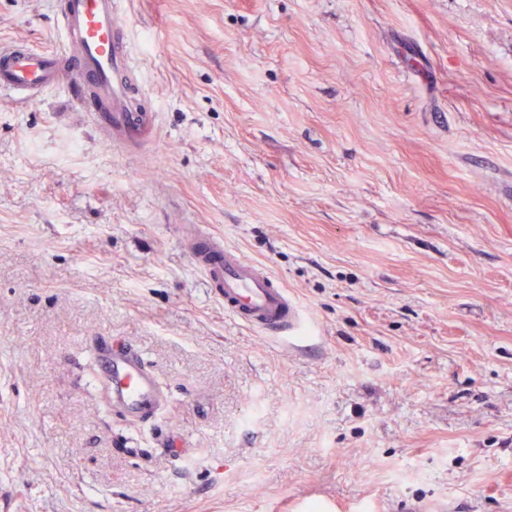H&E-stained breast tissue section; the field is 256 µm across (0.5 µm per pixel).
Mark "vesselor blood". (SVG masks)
Returning a JSON list of instances; mask_svg holds the SVG:
<instances>
[{"mask_svg": "<svg viewBox=\"0 0 512 512\" xmlns=\"http://www.w3.org/2000/svg\"><path fill=\"white\" fill-rule=\"evenodd\" d=\"M124 4L59 0L61 50L1 43L0 94L33 102L49 89L66 87L113 149L143 151L156 139L157 114L133 56ZM179 242L236 322L269 336L299 334L301 310L265 265L194 225H180ZM98 366L112 407L123 415L144 419L166 402L157 378L133 348L102 347Z\"/></svg>", "mask_w": 512, "mask_h": 512, "instance_id": "1", "label": "vessel or blood"}]
</instances>
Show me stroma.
<instances>
[{
  "mask_svg": "<svg viewBox=\"0 0 512 512\" xmlns=\"http://www.w3.org/2000/svg\"><path fill=\"white\" fill-rule=\"evenodd\" d=\"M56 0L0 43L61 45ZM158 113L113 151L0 99V512H512V0H127ZM263 263L238 324L176 230ZM168 402L125 418L95 340ZM179 242L204 275L213 296L236 322L269 336L299 334L302 313L269 269L195 225L179 226Z\"/></svg>",
  "mask_w": 512,
  "mask_h": 512,
  "instance_id": "35a3bbf8",
  "label": "stroma"
}]
</instances>
